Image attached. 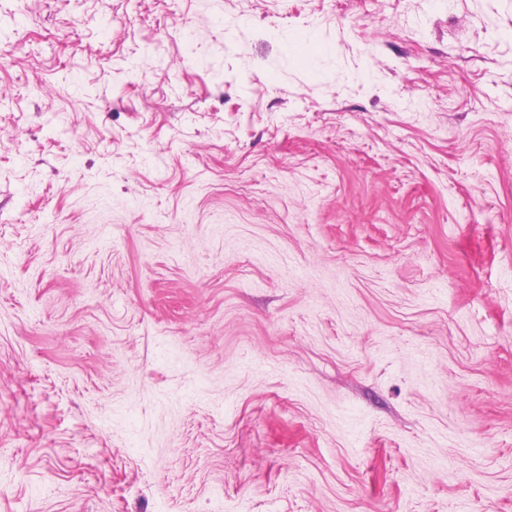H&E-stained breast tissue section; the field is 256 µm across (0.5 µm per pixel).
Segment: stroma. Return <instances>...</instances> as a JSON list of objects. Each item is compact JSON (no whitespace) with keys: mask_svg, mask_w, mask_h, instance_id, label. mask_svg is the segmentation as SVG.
I'll return each instance as SVG.
<instances>
[{"mask_svg":"<svg viewBox=\"0 0 512 512\" xmlns=\"http://www.w3.org/2000/svg\"><path fill=\"white\" fill-rule=\"evenodd\" d=\"M0 512H512V0H0Z\"/></svg>","mask_w":512,"mask_h":512,"instance_id":"1","label":"stroma"}]
</instances>
